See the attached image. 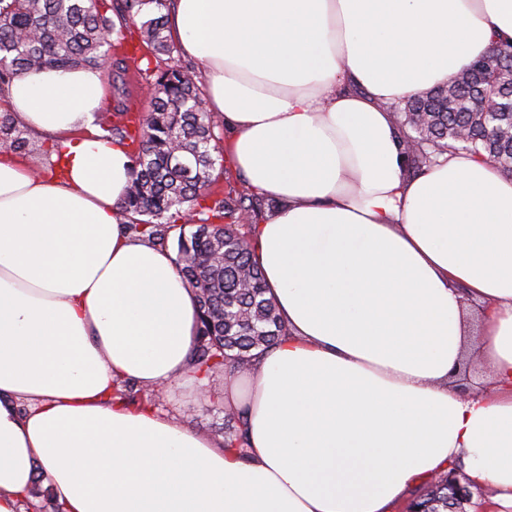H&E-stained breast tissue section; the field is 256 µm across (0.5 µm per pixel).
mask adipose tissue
Here are the masks:
<instances>
[{
  "instance_id": "ef3b65f1",
  "label": "adipose tissue",
  "mask_w": 512,
  "mask_h": 512,
  "mask_svg": "<svg viewBox=\"0 0 512 512\" xmlns=\"http://www.w3.org/2000/svg\"><path fill=\"white\" fill-rule=\"evenodd\" d=\"M224 156L279 205L252 243L287 336L224 378L245 455L114 397L178 382L199 334L175 253L134 236L99 70L0 87L49 163L0 148V512H390L464 464L512 507V174L410 175L389 106L512 42V0H170ZM490 370L460 396L466 356ZM56 502L46 479L37 482L30 492V497L25 502V512H53Z\"/></svg>"
}]
</instances>
